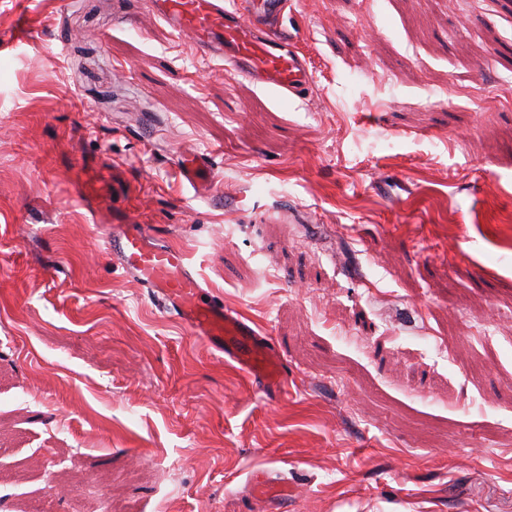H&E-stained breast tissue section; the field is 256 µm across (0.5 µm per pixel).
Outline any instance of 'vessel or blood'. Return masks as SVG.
<instances>
[{
  "label": "vessel or blood",
  "mask_w": 512,
  "mask_h": 512,
  "mask_svg": "<svg viewBox=\"0 0 512 512\" xmlns=\"http://www.w3.org/2000/svg\"><path fill=\"white\" fill-rule=\"evenodd\" d=\"M290 0H148L150 17L176 35H187L201 55L223 60L232 72L286 97L301 95L312 81L308 60L280 22ZM176 163L192 183L203 182L208 163L188 153ZM107 244L123 272L148 288L166 311L204 340L225 361L235 363L269 399L284 389L287 360L272 337L260 335L223 302L206 297L184 254L162 244L144 224L113 225ZM253 492L287 504V483L265 473L253 476Z\"/></svg>",
  "instance_id": "obj_1"
}]
</instances>
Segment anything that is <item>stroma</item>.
I'll list each match as a JSON object with an SVG mask.
<instances>
[{
  "instance_id": "stroma-1",
  "label": "stroma",
  "mask_w": 512,
  "mask_h": 512,
  "mask_svg": "<svg viewBox=\"0 0 512 512\" xmlns=\"http://www.w3.org/2000/svg\"><path fill=\"white\" fill-rule=\"evenodd\" d=\"M309 97L144 0H0L11 512H512V0H292ZM206 158L207 184L174 158ZM146 224L288 361L273 401L126 277ZM251 487L256 495L288 507L287 483L275 479L267 473H259L253 476Z\"/></svg>"
}]
</instances>
